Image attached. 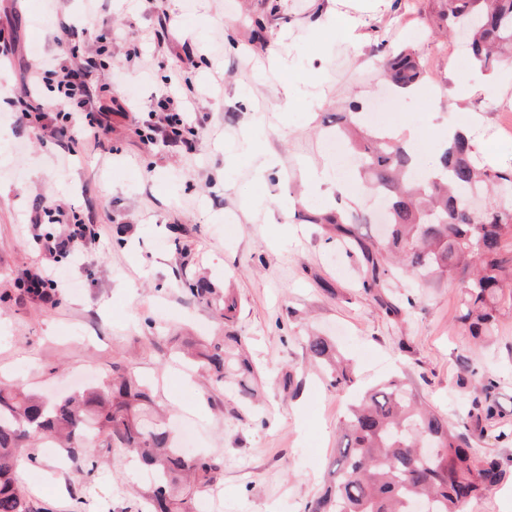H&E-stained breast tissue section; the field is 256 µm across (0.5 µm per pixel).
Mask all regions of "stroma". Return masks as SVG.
<instances>
[{
	"mask_svg": "<svg viewBox=\"0 0 512 512\" xmlns=\"http://www.w3.org/2000/svg\"><path fill=\"white\" fill-rule=\"evenodd\" d=\"M367 10L361 51L338 28L322 26L334 0H100L94 19L83 0H0V387L49 399L82 388L78 375L100 379L113 363L133 362L154 386L170 422H196L198 455L220 462V496L210 512H307L328 478L338 427L364 391L398 379L450 423H468L474 397L467 378L492 379L501 416L475 439L479 455L499 458L507 475L467 512H512V310L493 336L476 341L457 321L460 279H436L403 290L401 318L386 317L361 286L355 260L329 242L307 214L340 206L381 209L373 197L311 200L303 168L355 172L326 146L349 102H384L366 126L399 134L416 127L424 160H432L449 124L477 133L486 149L512 148L498 127L512 116V88L500 100L471 99L456 111V83L488 82L480 67L449 76L459 41L439 34L435 0H348ZM111 44L87 81L96 98L122 103L112 130L94 151L58 167L61 148L41 129L51 91L30 92L36 57L64 55L76 44L94 52ZM423 55L421 99L400 97L385 82L377 44ZM295 102L282 111L284 85ZM191 99V121L178 145L150 144L141 130L161 123L159 99ZM62 207L63 223L46 210ZM94 225L99 240L84 259L58 265L71 282L55 304L23 287L48 261L46 234L73 219ZM234 288L237 329L266 377L261 413L236 420L231 398L186 384L189 369L174 349L199 336H220L219 302L190 299L187 280ZM335 337L357 366L352 387L335 390L305 360L301 336ZM296 366L301 387L283 391ZM22 484L39 512H148L143 469L96 448L97 469L78 477L59 468V449L33 438Z\"/></svg>",
	"mask_w": 512,
	"mask_h": 512,
	"instance_id": "stroma-1",
	"label": "stroma"
}]
</instances>
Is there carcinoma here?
<instances>
[{
	"mask_svg": "<svg viewBox=\"0 0 512 512\" xmlns=\"http://www.w3.org/2000/svg\"><path fill=\"white\" fill-rule=\"evenodd\" d=\"M437 20L466 33L472 57L484 68L512 61V0H440ZM382 69L396 87L419 84L424 77L421 57L411 49H393L379 42ZM361 161L365 189L383 197L388 214L384 239L361 236L356 224L338 210L309 215L322 224L328 239L359 259L363 291L389 318L404 307L389 294L388 283L402 286L468 275L462 285L458 321L478 340L492 326L504 305L512 307V207L492 201L481 216L465 211L469 193L496 194L512 185V168L482 165L472 137L456 132L423 180L412 173V160L401 142L358 126L344 128ZM194 298H210L216 288L207 280L187 284ZM238 300L224 292V335L214 336L190 353L215 388L238 395L242 402L256 396L262 381L246 341L234 326ZM303 349L322 365L334 389L353 382L354 369L331 340L307 336ZM492 382L480 385L472 400L475 422L500 416L489 398ZM149 389L133 372L113 366L112 376L82 394L48 403L21 389L0 388V512H35L21 488L25 441L32 435L52 439L67 457L83 459L87 442L138 459L153 474L149 499L153 512H198L199 493L208 487L220 465L205 457H187L175 448L172 431L148 418L143 406ZM336 458L329 482L308 512H464L486 490L506 476L494 457L473 454V435L455 430L436 410L423 405L405 384L391 380L364 394L340 424Z\"/></svg>",
	"mask_w": 512,
	"mask_h": 512,
	"instance_id": "obj_1",
	"label": "carcinoma"
}]
</instances>
